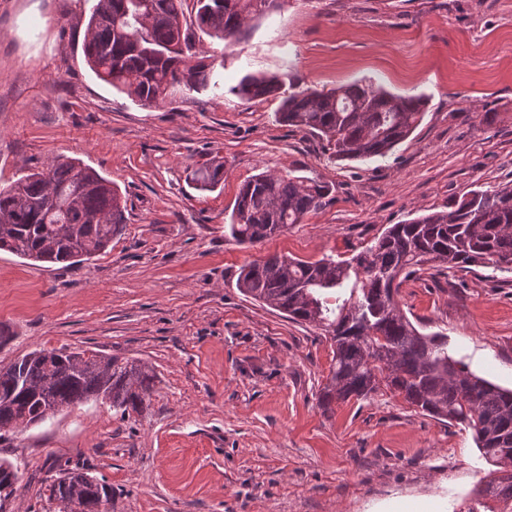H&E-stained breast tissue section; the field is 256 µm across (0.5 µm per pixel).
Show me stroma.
Here are the masks:
<instances>
[{
	"instance_id": "1",
	"label": "stroma",
	"mask_w": 512,
	"mask_h": 512,
	"mask_svg": "<svg viewBox=\"0 0 512 512\" xmlns=\"http://www.w3.org/2000/svg\"><path fill=\"white\" fill-rule=\"evenodd\" d=\"M96 0H0V188L57 159L93 167L127 201L106 253L68 267L0 252V364L42 348L92 349L156 373L141 413L90 401L0 440L23 475L0 512H54L51 476L78 468L112 490L105 512H468L490 466L470 429L389 389L323 412L332 348L321 329L243 294L270 255L346 259L387 227L473 189L512 182V0H281L232 44L220 85L144 107L83 54ZM275 73L329 91L358 80L421 95L426 112L386 157L335 160L234 87ZM223 178L201 189L212 159ZM263 171L328 182L325 204L278 236L224 234L240 186ZM397 300L471 371L512 388V273L407 281Z\"/></svg>"
}]
</instances>
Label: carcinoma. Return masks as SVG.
I'll use <instances>...</instances> for the list:
<instances>
[{
  "instance_id": "1",
  "label": "carcinoma",
  "mask_w": 512,
  "mask_h": 512,
  "mask_svg": "<svg viewBox=\"0 0 512 512\" xmlns=\"http://www.w3.org/2000/svg\"><path fill=\"white\" fill-rule=\"evenodd\" d=\"M186 0H97L87 23L86 61L101 81L151 107L167 91L218 85L213 56L195 51L183 26ZM197 28L229 41L278 0H196ZM275 74L245 76L234 91L249 99H281L278 120L327 141L338 161L387 156L425 113L426 98L396 95L371 83L329 92L290 93ZM224 164L196 173L204 188L221 180ZM331 187L317 178L268 171L239 190L227 225L239 244L274 237L319 208ZM124 207L118 189L95 169L56 161L0 189V251L33 262L74 263L101 254L121 234ZM434 263L443 270L492 266L512 273V184L472 190L448 209L390 225L348 259L303 261L272 255L243 267L237 287L293 321L313 324L331 341L333 364L318 395L328 412L336 403L366 400L383 386L422 413L474 433L481 457L494 466L475 489L488 512L493 501L512 512V389L473 373L448 352L442 332H420L400 308L399 288ZM96 351L34 350L0 365V438L45 420L46 411L90 400L129 415L150 396L154 369ZM65 471L47 485L48 500L62 494ZM112 490L83 484L80 512H102Z\"/></svg>"
}]
</instances>
